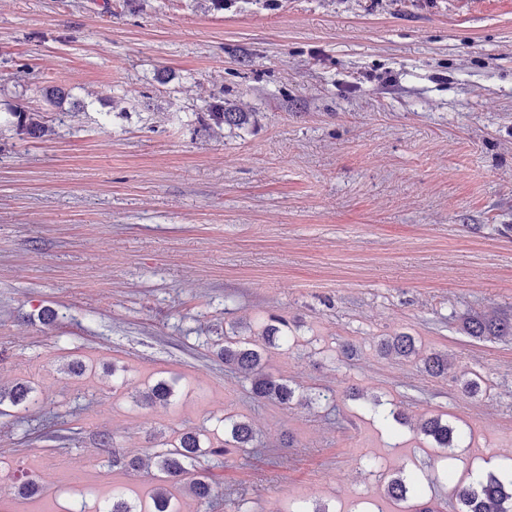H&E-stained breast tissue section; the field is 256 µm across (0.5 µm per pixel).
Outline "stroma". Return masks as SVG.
Returning <instances> with one entry per match:
<instances>
[{
  "label": "stroma",
  "mask_w": 512,
  "mask_h": 512,
  "mask_svg": "<svg viewBox=\"0 0 512 512\" xmlns=\"http://www.w3.org/2000/svg\"><path fill=\"white\" fill-rule=\"evenodd\" d=\"M216 96L249 121L210 129ZM18 105L56 133L0 128V386L35 399L0 415V512H75L66 461L150 512L156 468L112 451L186 428L217 499L180 492L188 512H348L359 490L393 512L369 459L409 512H448L512 467V338L463 331L512 316V0H0V112ZM279 318L289 407L210 350ZM397 332L447 375L382 354ZM161 380L169 404H142ZM434 416L453 447L420 435ZM235 420L252 447L208 454ZM467 335L474 339L512 337V318L476 314L463 321Z\"/></svg>",
  "instance_id": "1"
}]
</instances>
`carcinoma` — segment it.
Wrapping results in <instances>:
<instances>
[{
	"mask_svg": "<svg viewBox=\"0 0 512 512\" xmlns=\"http://www.w3.org/2000/svg\"><path fill=\"white\" fill-rule=\"evenodd\" d=\"M209 126L223 129L224 126H241L248 122V112H227L224 98L218 96L206 108ZM10 125L18 132L32 139L49 138L55 134L53 120L44 113L17 106L5 115H0V124ZM287 324L281 320L275 325L266 326L261 333V342L250 336H226L224 343L218 345L217 356L224 364L244 374L250 383V393L256 400H273L283 406H290L295 398V389L282 379H276L265 370L264 354L271 348H279L288 343ZM467 335L474 339L512 337V318L476 314L463 321ZM381 351L394 354L403 359L419 360L425 372L433 377L448 374V355L438 352L427 353L416 345L414 337L399 332L381 343ZM33 388L28 384L14 385L9 389L0 387V415L3 406L13 407L31 401ZM172 396V387L159 381L144 395L149 406L164 405ZM420 433L432 439L439 448H450L456 438L455 430L442 422L439 417H430L420 425ZM255 438L251 424L236 421L232 424L230 438L209 450L212 455L223 456L227 447L246 448ZM166 450L152 453L155 465L163 474L152 495L154 512H169L171 491L177 487L188 491L200 501L212 497L211 479L204 473H193L187 462L202 453L199 436L185 431L171 443H164ZM455 497L459 512H512V477L505 479L495 474L475 488L469 484L455 487Z\"/></svg>",
	"mask_w": 512,
	"mask_h": 512,
	"instance_id": "cac0c4a2",
	"label": "carcinoma"
}]
</instances>
